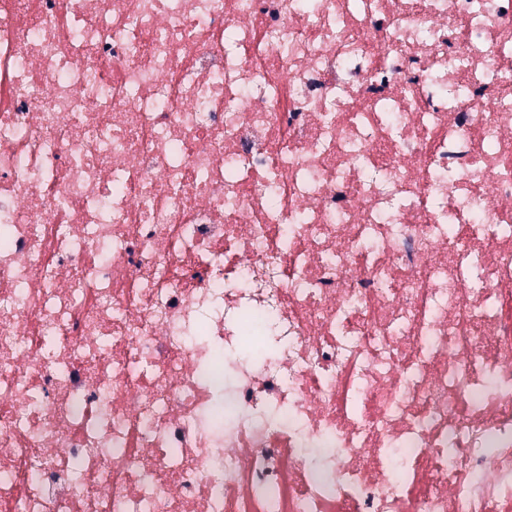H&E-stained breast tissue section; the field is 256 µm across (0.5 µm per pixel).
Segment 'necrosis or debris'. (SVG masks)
<instances>
[{
	"instance_id": "necrosis-or-debris-1",
	"label": "necrosis or debris",
	"mask_w": 512,
	"mask_h": 512,
	"mask_svg": "<svg viewBox=\"0 0 512 512\" xmlns=\"http://www.w3.org/2000/svg\"><path fill=\"white\" fill-rule=\"evenodd\" d=\"M0 512H512V0H0Z\"/></svg>"
}]
</instances>
